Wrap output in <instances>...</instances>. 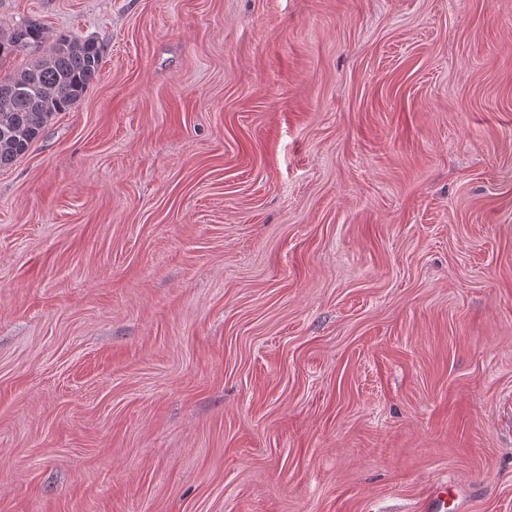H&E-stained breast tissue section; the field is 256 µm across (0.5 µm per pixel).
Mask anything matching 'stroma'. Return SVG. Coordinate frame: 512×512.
Wrapping results in <instances>:
<instances>
[{
  "label": "stroma",
  "instance_id": "obj_1",
  "mask_svg": "<svg viewBox=\"0 0 512 512\" xmlns=\"http://www.w3.org/2000/svg\"><path fill=\"white\" fill-rule=\"evenodd\" d=\"M96 79L0 167V512H512V0H0ZM459 499V494L448 487L447 481H434L429 484L420 510L421 512H460L463 510V499Z\"/></svg>",
  "mask_w": 512,
  "mask_h": 512
}]
</instances>
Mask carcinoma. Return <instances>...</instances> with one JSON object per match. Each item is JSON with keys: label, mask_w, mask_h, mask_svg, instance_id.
<instances>
[{"label": "carcinoma", "mask_w": 512, "mask_h": 512, "mask_svg": "<svg viewBox=\"0 0 512 512\" xmlns=\"http://www.w3.org/2000/svg\"><path fill=\"white\" fill-rule=\"evenodd\" d=\"M44 28L26 20L0 36V63L17 55L30 62L6 77L0 90V167L24 155L41 135L49 118L78 102L99 71L102 49L90 39L64 36L46 50Z\"/></svg>", "instance_id": "obj_1"}]
</instances>
